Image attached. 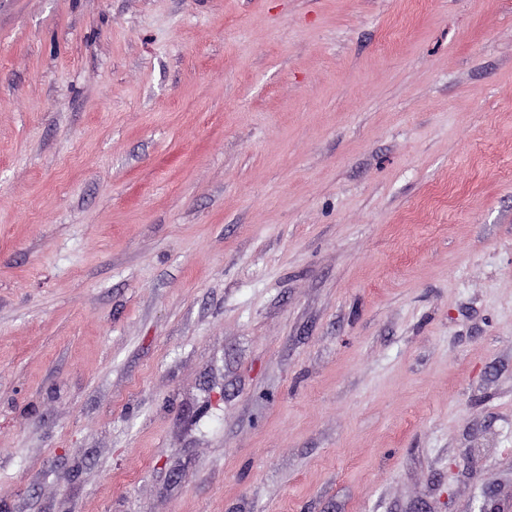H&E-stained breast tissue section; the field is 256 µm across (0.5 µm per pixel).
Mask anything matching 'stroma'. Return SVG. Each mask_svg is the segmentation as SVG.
Masks as SVG:
<instances>
[{
	"label": "stroma",
	"instance_id": "35a3bbf8",
	"mask_svg": "<svg viewBox=\"0 0 512 512\" xmlns=\"http://www.w3.org/2000/svg\"><path fill=\"white\" fill-rule=\"evenodd\" d=\"M0 512H512V0H0Z\"/></svg>",
	"mask_w": 512,
	"mask_h": 512
}]
</instances>
